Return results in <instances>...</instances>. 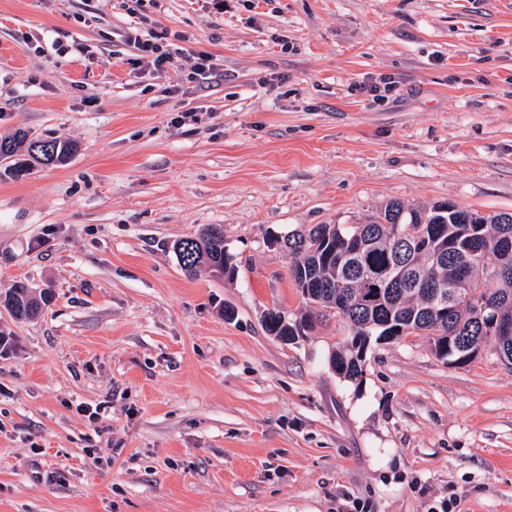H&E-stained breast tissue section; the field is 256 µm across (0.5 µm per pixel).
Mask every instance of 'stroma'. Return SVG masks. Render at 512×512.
Instances as JSON below:
<instances>
[{
	"label": "stroma",
	"mask_w": 512,
	"mask_h": 512,
	"mask_svg": "<svg viewBox=\"0 0 512 512\" xmlns=\"http://www.w3.org/2000/svg\"><path fill=\"white\" fill-rule=\"evenodd\" d=\"M201 50L223 76L191 78ZM20 127L78 150L0 170V293L53 294L0 306V512H512L493 346L374 343L352 381L338 318L262 321L305 309L272 236L394 199L512 212V0H0V137ZM211 224L233 279L172 250ZM128 40L133 42L136 49L141 53V59H147L155 69L165 68L167 64L173 65L180 52L163 49L162 45L153 42L151 39L143 38L142 34L135 32L128 35ZM50 291L43 289L38 294L28 284L20 282L10 288L2 298L0 305L8 309L9 313L17 320L34 318L52 301Z\"/></svg>",
	"instance_id": "1"
}]
</instances>
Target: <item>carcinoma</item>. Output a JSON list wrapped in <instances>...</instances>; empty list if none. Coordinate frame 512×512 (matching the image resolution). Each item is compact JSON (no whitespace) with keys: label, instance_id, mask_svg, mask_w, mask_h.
I'll return each instance as SVG.
<instances>
[{"label":"carcinoma","instance_id":"carcinoma-1","mask_svg":"<svg viewBox=\"0 0 512 512\" xmlns=\"http://www.w3.org/2000/svg\"><path fill=\"white\" fill-rule=\"evenodd\" d=\"M73 151L67 141L31 140L23 129L12 137L0 138V157H13L14 167L5 168V172L15 179L25 177L34 163L61 165ZM469 214L448 202L409 207L390 200L358 224H315L282 236L296 287H305L310 277L332 285L330 294L308 299L316 309L305 312L290 326L304 325L315 317L327 320L336 316L347 325L351 336L392 340L394 336L387 332L401 327L405 335L428 337L437 358L440 343L446 339L462 348L490 343L500 358L512 363V335H488L486 318L477 313L478 308L490 304L501 320L512 323V251L503 248V242L512 239V212L487 214L478 227L467 226ZM433 226L440 228L441 236L458 242L460 253L433 261L428 254L403 250L402 233L406 229L428 233ZM326 235L338 248L347 240H358L363 249L339 266L321 264L312 250ZM173 249L187 274L206 267L216 277L224 275V239L213 234L212 226L194 238L177 241ZM395 264L403 266L404 278L388 287L386 277ZM432 284L451 285L460 291L457 307L446 319L436 320L431 313ZM51 301V292L44 289L37 293L23 282L0 297V305L17 320L37 316ZM329 363L344 379L355 381L364 372L365 361L353 358L345 339L332 351Z\"/></svg>","mask_w":512,"mask_h":512}]
</instances>
